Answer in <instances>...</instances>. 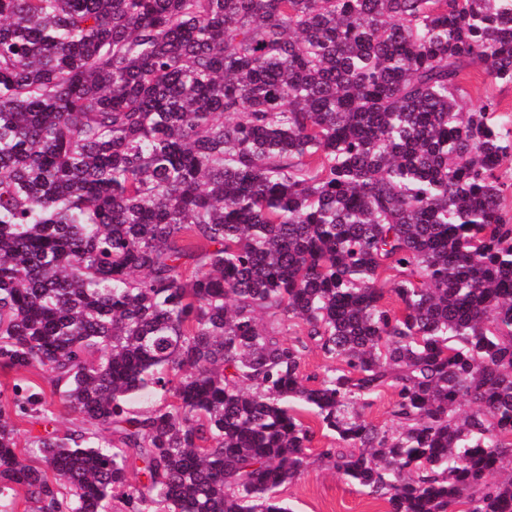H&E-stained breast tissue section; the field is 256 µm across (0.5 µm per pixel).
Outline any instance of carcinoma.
Wrapping results in <instances>:
<instances>
[{
    "instance_id": "1",
    "label": "carcinoma",
    "mask_w": 512,
    "mask_h": 512,
    "mask_svg": "<svg viewBox=\"0 0 512 512\" xmlns=\"http://www.w3.org/2000/svg\"><path fill=\"white\" fill-rule=\"evenodd\" d=\"M479 65L512 85V0H0V369L52 385L0 401V512H293L303 410L386 512H512ZM465 93L462 107L464 111L477 105L488 93L500 101L501 110L512 114V85H492L486 78L484 67L470 68L463 80ZM18 426L21 430L19 448L23 449V451L26 453L25 458L27 460V463L34 467H43L44 461L38 449L27 448L26 452L24 448H26L25 446L27 444V441L30 440L31 437L45 434L44 425L40 423L22 422L19 423Z\"/></svg>"
}]
</instances>
